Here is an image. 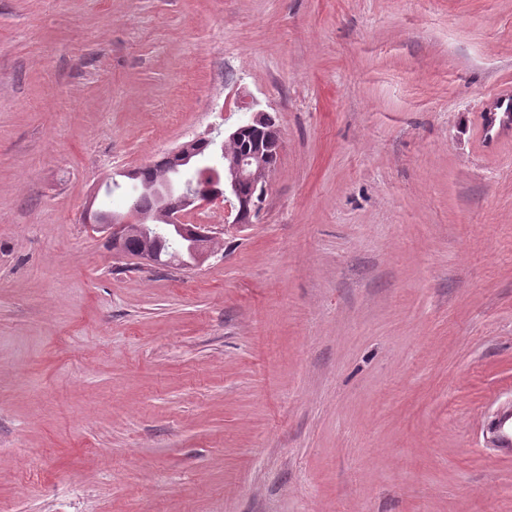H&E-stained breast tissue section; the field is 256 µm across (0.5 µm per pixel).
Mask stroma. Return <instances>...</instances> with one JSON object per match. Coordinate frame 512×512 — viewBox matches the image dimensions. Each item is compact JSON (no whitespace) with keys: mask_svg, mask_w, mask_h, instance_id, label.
<instances>
[{"mask_svg":"<svg viewBox=\"0 0 512 512\" xmlns=\"http://www.w3.org/2000/svg\"><path fill=\"white\" fill-rule=\"evenodd\" d=\"M504 83L512 0H0V512H512ZM257 111V218L113 248L128 171ZM479 141L485 146L512 140V87L498 88L480 112Z\"/></svg>","mask_w":512,"mask_h":512,"instance_id":"1","label":"stroma"}]
</instances>
